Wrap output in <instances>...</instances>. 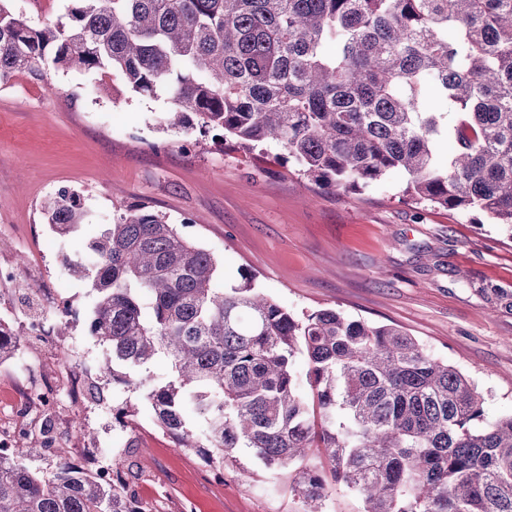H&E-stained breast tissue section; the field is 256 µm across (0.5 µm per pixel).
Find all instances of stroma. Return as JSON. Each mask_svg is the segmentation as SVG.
<instances>
[{
	"instance_id": "1",
	"label": "stroma",
	"mask_w": 512,
	"mask_h": 512,
	"mask_svg": "<svg viewBox=\"0 0 512 512\" xmlns=\"http://www.w3.org/2000/svg\"><path fill=\"white\" fill-rule=\"evenodd\" d=\"M170 107L166 95L135 94L118 77L50 64L43 79L0 87V265L15 272L0 300L14 322L28 316L14 291L37 263L42 279L68 285L61 342L85 339L69 367L96 362L86 337L94 293L67 276L60 254L80 256L118 207L142 205L217 257V287L250 279L299 317L333 308L398 326L475 381L486 420L512 414L511 237L479 212L408 199L399 170L354 190L317 188L283 162L280 145L246 153L212 129L167 128ZM62 188L80 194L84 219L61 243L42 205ZM142 404L139 390L105 383L102 404L84 407L88 433L77 445L87 458L111 441L135 444L144 467L136 488L156 512H302L294 469L244 448L210 466ZM104 405L140 407L136 431L104 417Z\"/></svg>"
}]
</instances>
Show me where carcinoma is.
Instances as JSON below:
<instances>
[{
	"mask_svg": "<svg viewBox=\"0 0 512 512\" xmlns=\"http://www.w3.org/2000/svg\"><path fill=\"white\" fill-rule=\"evenodd\" d=\"M35 26L0 0V85L64 71L165 92V123L193 119L238 148L280 144L319 188L352 190L393 169L405 194L481 211L512 234V0H70ZM455 143L445 165L436 144ZM65 238L83 223L66 188L43 206ZM61 262L95 292L88 332L104 375L143 393L155 425L221 464L250 448L301 468L305 508L333 485L363 512H512V415L485 421L474 380L393 325L330 308L302 318L252 281L216 287L214 255L145 208H120L86 256ZM29 341L0 323V361ZM307 358L309 394L293 359ZM165 357L171 374L151 373ZM137 411L113 418L135 431ZM0 447V512H149L128 454L104 481L58 460L48 474Z\"/></svg>",
	"mask_w": 512,
	"mask_h": 512,
	"instance_id": "1",
	"label": "carcinoma"
}]
</instances>
